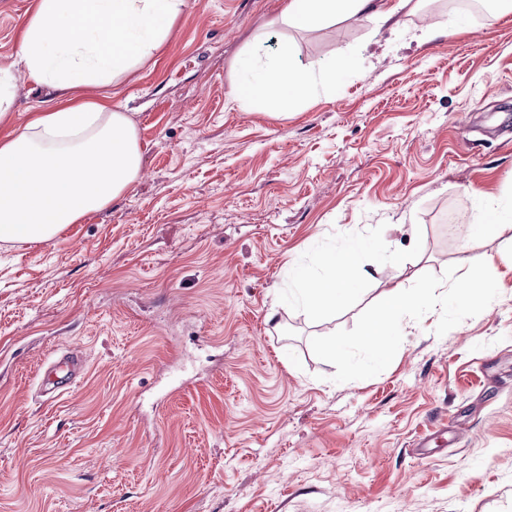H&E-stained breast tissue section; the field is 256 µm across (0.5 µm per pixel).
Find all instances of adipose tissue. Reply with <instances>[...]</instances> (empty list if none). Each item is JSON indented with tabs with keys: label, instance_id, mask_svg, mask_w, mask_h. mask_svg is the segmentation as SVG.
<instances>
[{
	"label": "adipose tissue",
	"instance_id": "obj_1",
	"mask_svg": "<svg viewBox=\"0 0 512 512\" xmlns=\"http://www.w3.org/2000/svg\"><path fill=\"white\" fill-rule=\"evenodd\" d=\"M185 0H39L27 20L18 63L49 85L59 108L35 113L0 138V242L43 244L68 225L124 196L142 166L138 131L126 112L111 103L78 101L80 87L106 88L143 65L163 46ZM411 5L398 0H288L283 21L310 27L336 19L388 21ZM359 68L353 55L328 58L320 72L299 66L288 48L267 56L258 76L232 86V101L251 100L276 110L307 99L319 81L335 82ZM512 228V204L487 202L467 236L477 242ZM364 240L328 254L316 272L293 269L298 299L309 314L336 309L356 293ZM483 284L460 275L449 289L430 285L415 294L396 287L361 328L356 343L365 368L383 365L402 335L405 321L421 323L435 306H465Z\"/></svg>",
	"mask_w": 512,
	"mask_h": 512
}]
</instances>
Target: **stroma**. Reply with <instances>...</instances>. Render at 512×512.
Returning a JSON list of instances; mask_svg holds the SVG:
<instances>
[{
	"mask_svg": "<svg viewBox=\"0 0 512 512\" xmlns=\"http://www.w3.org/2000/svg\"><path fill=\"white\" fill-rule=\"evenodd\" d=\"M37 2L0 0V68ZM285 3L186 0L105 93L139 132V182L51 242L0 243V512H512V230L459 232L512 201V14L419 0L379 28L296 30ZM282 46L363 70L285 115L229 104L248 54ZM17 77L0 136L56 103ZM355 237L363 265L400 257L407 292L474 254L493 285L359 371L385 280L313 316L289 278ZM335 337L345 357L323 353ZM70 351L76 386L42 395ZM429 432L436 455L412 459Z\"/></svg>",
	"mask_w": 512,
	"mask_h": 512,
	"instance_id": "1",
	"label": "stroma"
}]
</instances>
